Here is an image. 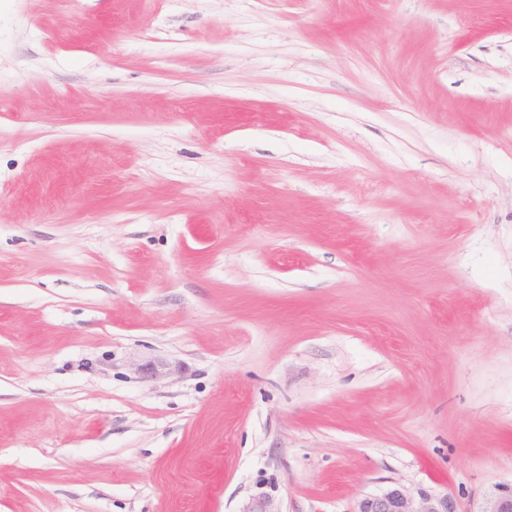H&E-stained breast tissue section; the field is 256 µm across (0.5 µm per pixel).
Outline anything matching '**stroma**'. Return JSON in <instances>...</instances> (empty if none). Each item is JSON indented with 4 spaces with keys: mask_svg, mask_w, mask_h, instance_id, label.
Returning a JSON list of instances; mask_svg holds the SVG:
<instances>
[{
    "mask_svg": "<svg viewBox=\"0 0 512 512\" xmlns=\"http://www.w3.org/2000/svg\"><path fill=\"white\" fill-rule=\"evenodd\" d=\"M396 484H512V0H0V512Z\"/></svg>",
    "mask_w": 512,
    "mask_h": 512,
    "instance_id": "1",
    "label": "stroma"
}]
</instances>
